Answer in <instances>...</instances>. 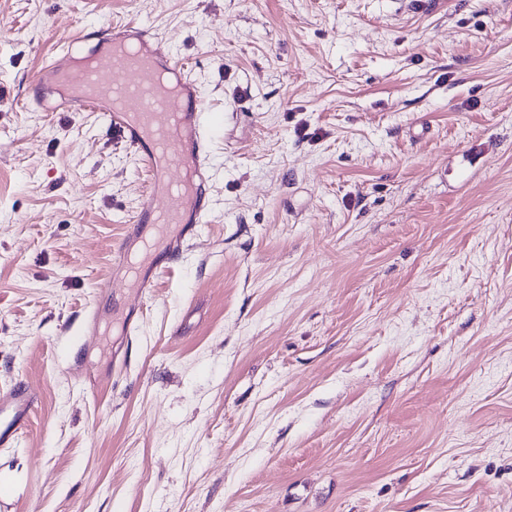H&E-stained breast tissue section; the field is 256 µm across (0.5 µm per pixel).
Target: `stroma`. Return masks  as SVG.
Listing matches in <instances>:
<instances>
[{"label":"stroma","instance_id":"stroma-1","mask_svg":"<svg viewBox=\"0 0 512 512\" xmlns=\"http://www.w3.org/2000/svg\"><path fill=\"white\" fill-rule=\"evenodd\" d=\"M136 23L197 82L213 209L151 295V176L43 60ZM135 325L137 335L127 334ZM15 512H512V0H0ZM129 273H131V277L130 280H127L126 286L128 288H134V293L136 295L149 296L152 288L154 287V282L158 274L156 268L152 269L149 274H142L140 265L134 264L130 267ZM39 398L28 383L18 379L0 390V447L15 448Z\"/></svg>","mask_w":512,"mask_h":512}]
</instances>
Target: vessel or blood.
<instances>
[{"mask_svg":"<svg viewBox=\"0 0 512 512\" xmlns=\"http://www.w3.org/2000/svg\"><path fill=\"white\" fill-rule=\"evenodd\" d=\"M63 46L45 61L38 81L67 87L59 107L79 103L100 112L145 162L151 185L132 221L164 228L202 224L210 212L207 131L195 83L176 54L143 28L113 38L106 52L88 49L82 64ZM39 398L25 380L0 390V447L14 448Z\"/></svg>","mask_w":512,"mask_h":512,"instance_id":"obj_1","label":"vessel or blood"}]
</instances>
